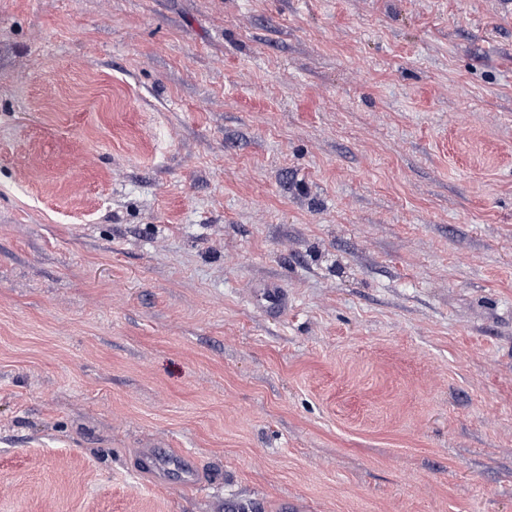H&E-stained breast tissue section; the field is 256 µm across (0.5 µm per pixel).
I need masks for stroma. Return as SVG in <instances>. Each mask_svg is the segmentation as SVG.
Returning <instances> with one entry per match:
<instances>
[{
	"label": "stroma",
	"mask_w": 512,
	"mask_h": 512,
	"mask_svg": "<svg viewBox=\"0 0 512 512\" xmlns=\"http://www.w3.org/2000/svg\"><path fill=\"white\" fill-rule=\"evenodd\" d=\"M0 512H512V0H0Z\"/></svg>",
	"instance_id": "1"
}]
</instances>
